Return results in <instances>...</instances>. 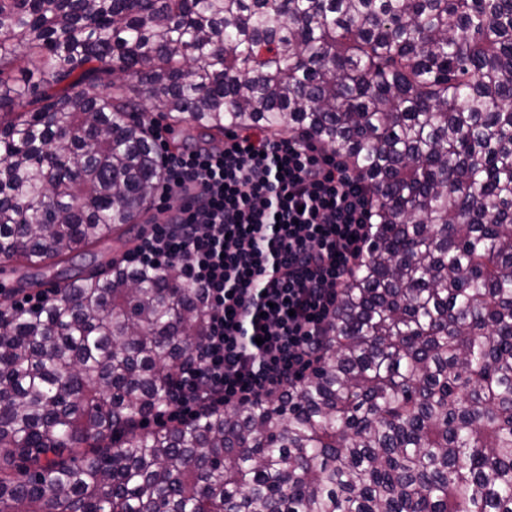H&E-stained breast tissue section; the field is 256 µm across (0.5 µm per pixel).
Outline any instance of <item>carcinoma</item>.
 <instances>
[{
    "label": "carcinoma",
    "mask_w": 512,
    "mask_h": 512,
    "mask_svg": "<svg viewBox=\"0 0 512 512\" xmlns=\"http://www.w3.org/2000/svg\"><path fill=\"white\" fill-rule=\"evenodd\" d=\"M13 69L1 261L122 241L142 107L341 151L377 226L298 387L151 432L204 336L173 268L0 317V512H512V0H0Z\"/></svg>",
    "instance_id": "cac0c4a2"
}]
</instances>
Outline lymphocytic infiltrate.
Masks as SVG:
<instances>
[{
    "label": "lymphocytic infiltrate",
    "mask_w": 512,
    "mask_h": 512,
    "mask_svg": "<svg viewBox=\"0 0 512 512\" xmlns=\"http://www.w3.org/2000/svg\"><path fill=\"white\" fill-rule=\"evenodd\" d=\"M159 201L181 204L124 257L177 268L206 335L158 424L242 407L298 386L316 365L340 290L369 249L374 196L337 150L298 134L235 131L219 148H169L154 126Z\"/></svg>",
    "instance_id": "1"
}]
</instances>
